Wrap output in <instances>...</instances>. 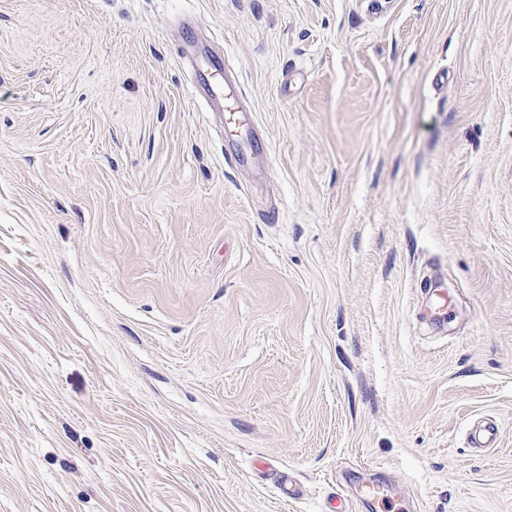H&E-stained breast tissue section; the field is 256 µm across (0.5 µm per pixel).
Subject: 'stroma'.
<instances>
[{"mask_svg":"<svg viewBox=\"0 0 512 512\" xmlns=\"http://www.w3.org/2000/svg\"><path fill=\"white\" fill-rule=\"evenodd\" d=\"M370 483L512 512V0H0V512ZM224 73L219 65H208L204 68L197 63L194 66V78L189 89V96L194 100H202L209 107H224V85L221 78Z\"/></svg>","mask_w":512,"mask_h":512,"instance_id":"stroma-1","label":"stroma"}]
</instances>
